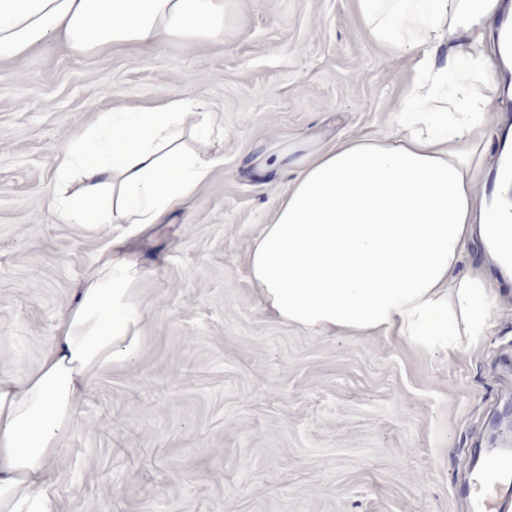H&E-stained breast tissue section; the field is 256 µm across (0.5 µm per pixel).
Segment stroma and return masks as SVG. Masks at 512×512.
<instances>
[{
    "label": "stroma",
    "mask_w": 512,
    "mask_h": 512,
    "mask_svg": "<svg viewBox=\"0 0 512 512\" xmlns=\"http://www.w3.org/2000/svg\"><path fill=\"white\" fill-rule=\"evenodd\" d=\"M411 50L365 36L351 0H224V45L0 66V375L37 367L108 224L59 223L55 149L123 104L182 93L224 133L181 134L206 184L133 243L142 342L76 402L61 512H473L462 484L512 400V294L449 358L395 337L318 336L264 315L244 257L288 180L263 153L386 132Z\"/></svg>",
    "instance_id": "35a3bbf8"
}]
</instances>
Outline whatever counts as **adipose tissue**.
I'll use <instances>...</instances> for the list:
<instances>
[{"mask_svg":"<svg viewBox=\"0 0 512 512\" xmlns=\"http://www.w3.org/2000/svg\"><path fill=\"white\" fill-rule=\"evenodd\" d=\"M366 37L415 50L390 130L325 143L290 168L245 257L262 309L318 336H397L456 356L478 345L512 271V205L478 187L492 157L487 111L505 47L485 54L501 0H353ZM57 43L79 55L224 43V0H0V63ZM194 99L100 113L63 145L54 196L64 224H125L76 302L62 311L39 365L0 377V512H59L58 450L79 393L123 365L141 341L144 276L130 234L164 223L209 177L182 151ZM481 252L486 260L466 264Z\"/></svg>","mask_w":512,"mask_h":512,"instance_id":"adipose-tissue-1","label":"adipose tissue"}]
</instances>
